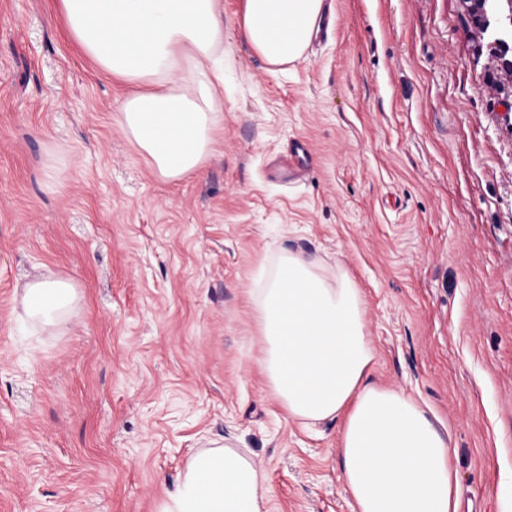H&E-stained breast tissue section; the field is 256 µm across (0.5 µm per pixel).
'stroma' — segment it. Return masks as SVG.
<instances>
[{
	"label": "stroma",
	"instance_id": "1",
	"mask_svg": "<svg viewBox=\"0 0 512 512\" xmlns=\"http://www.w3.org/2000/svg\"><path fill=\"white\" fill-rule=\"evenodd\" d=\"M267 66L224 0V112L199 173L156 176L59 0H0V512H156L210 442L270 512H351L336 424L284 412L248 299L285 251L361 289L372 375L449 428L459 512H512V97L462 0H331ZM82 299L21 328L33 267ZM481 89L492 96L512 93V54L499 60L496 71L485 73L480 84Z\"/></svg>",
	"mask_w": 512,
	"mask_h": 512
}]
</instances>
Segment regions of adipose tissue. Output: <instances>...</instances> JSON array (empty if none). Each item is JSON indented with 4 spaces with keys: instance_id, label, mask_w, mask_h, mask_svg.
Returning a JSON list of instances; mask_svg holds the SVG:
<instances>
[{
    "instance_id": "obj_1",
    "label": "adipose tissue",
    "mask_w": 512,
    "mask_h": 512,
    "mask_svg": "<svg viewBox=\"0 0 512 512\" xmlns=\"http://www.w3.org/2000/svg\"><path fill=\"white\" fill-rule=\"evenodd\" d=\"M69 34L99 72L126 82L119 122L156 174L177 180L212 154L224 110L223 0H60ZM324 0H243L242 35L267 64L306 52ZM259 366L287 420L310 430L340 421L339 479L352 512H458L451 439L432 411L378 384L362 293L345 272L285 252L252 289ZM71 279L27 276L26 317L65 331ZM266 477L235 449L197 452L158 512H269Z\"/></svg>"
}]
</instances>
